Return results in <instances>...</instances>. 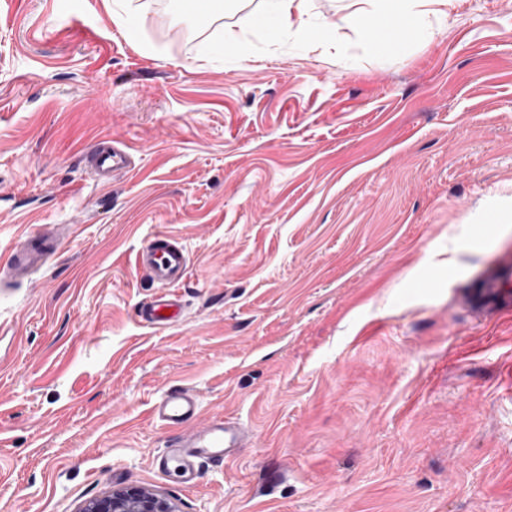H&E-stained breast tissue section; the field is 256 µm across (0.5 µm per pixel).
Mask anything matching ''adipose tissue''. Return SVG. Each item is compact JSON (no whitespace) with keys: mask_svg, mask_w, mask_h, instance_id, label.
Returning a JSON list of instances; mask_svg holds the SVG:
<instances>
[{"mask_svg":"<svg viewBox=\"0 0 512 512\" xmlns=\"http://www.w3.org/2000/svg\"><path fill=\"white\" fill-rule=\"evenodd\" d=\"M362 8L344 16V23L375 44L380 53L403 47L410 34L421 20L434 18L441 21L448 16L449 0H362ZM311 0H262L261 8L246 19L247 26L265 31L268 36L277 37L291 31H298L302 39L318 35L320 39H331L334 25L323 24L318 30L302 26L301 20L309 10ZM392 29L389 42H380L381 24Z\"/></svg>","mask_w":512,"mask_h":512,"instance_id":"obj_1","label":"adipose tissue"}]
</instances>
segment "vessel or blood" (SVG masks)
<instances>
[{"label":"vessel or blood","mask_w":512,"mask_h":512,"mask_svg":"<svg viewBox=\"0 0 512 512\" xmlns=\"http://www.w3.org/2000/svg\"><path fill=\"white\" fill-rule=\"evenodd\" d=\"M129 159L128 146L108 138L99 139L86 155V162L102 187L112 186L119 175L128 172ZM61 240L53 225H40L21 238L0 268L16 280L29 279L57 252ZM190 263L178 239L164 230L154 232L140 247L135 260L136 271L155 290L152 299L138 312L142 324L157 328L175 322L181 306L169 289L182 283ZM510 296L512 291L490 277L484 280L483 289L473 302L483 308H493ZM200 412L197 391L182 385L168 387L152 406L154 419L165 426L179 428L190 421L195 424L189 434L171 441L156 459L159 470L176 468L186 483L194 480L200 463H224L249 442L246 430L234 420L214 418L201 424L197 421Z\"/></svg>","instance_id":"b4317fda"}]
</instances>
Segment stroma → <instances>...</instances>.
I'll list each match as a JSON object with an SVG mask.
<instances>
[{
  "mask_svg": "<svg viewBox=\"0 0 512 512\" xmlns=\"http://www.w3.org/2000/svg\"><path fill=\"white\" fill-rule=\"evenodd\" d=\"M0 0V512H81L139 486L177 512H512V0H453L401 51L345 29L271 44L244 21L143 0ZM252 60L225 61L223 24ZM133 167L112 189L97 138ZM191 257L178 322L143 326L157 230ZM193 387L248 447L193 484L154 460L151 406ZM135 0H121L114 1L115 8H112V21L120 28H123L129 37L138 41L140 39V31L136 24L135 18L139 15V5H136ZM120 7V10L116 9ZM130 148L109 138H101L86 155V162L101 187H111L129 169ZM62 238L55 226L50 224L40 225L25 234L19 244L11 249L6 263L1 264V278L7 271L15 280H28L57 252ZM484 288L481 293L473 298V303L483 308H494L504 298H511V290L503 289V285L495 278H487L483 281Z\"/></svg>",
  "mask_w": 512,
  "mask_h": 512,
  "instance_id": "obj_1",
  "label": "stroma"
}]
</instances>
